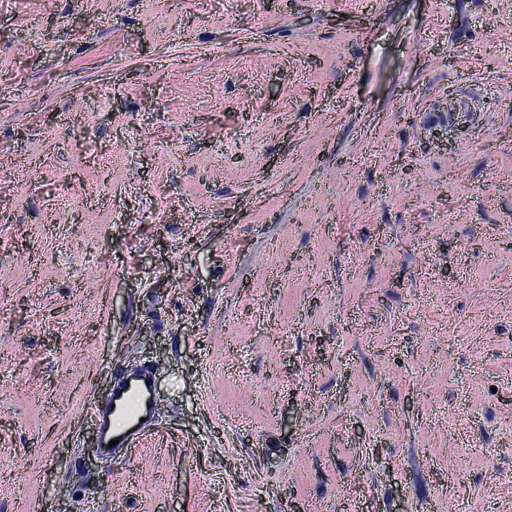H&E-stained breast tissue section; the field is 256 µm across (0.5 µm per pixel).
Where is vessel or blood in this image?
I'll return each instance as SVG.
<instances>
[{"label": "vessel or blood", "instance_id": "vessel-or-blood-1", "mask_svg": "<svg viewBox=\"0 0 512 512\" xmlns=\"http://www.w3.org/2000/svg\"><path fill=\"white\" fill-rule=\"evenodd\" d=\"M156 393L152 370H131L115 379L105 396L85 408L97 433V452L109 458L127 447L155 422Z\"/></svg>", "mask_w": 512, "mask_h": 512}]
</instances>
